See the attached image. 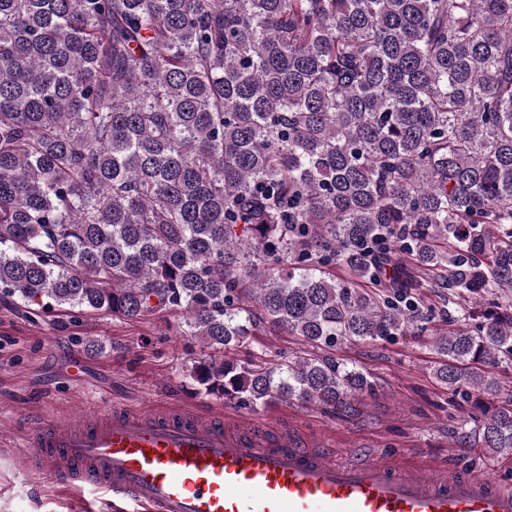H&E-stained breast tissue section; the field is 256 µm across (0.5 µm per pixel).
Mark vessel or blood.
<instances>
[{
  "label": "vessel or blood",
  "instance_id": "obj_1",
  "mask_svg": "<svg viewBox=\"0 0 512 512\" xmlns=\"http://www.w3.org/2000/svg\"><path fill=\"white\" fill-rule=\"evenodd\" d=\"M9 456L19 474L140 512H512V490L488 479L341 459L189 409L44 416Z\"/></svg>",
  "mask_w": 512,
  "mask_h": 512
}]
</instances>
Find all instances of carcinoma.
Returning a JSON list of instances; mask_svg holds the SVG:
<instances>
[{
	"label": "carcinoma",
	"instance_id": "1",
	"mask_svg": "<svg viewBox=\"0 0 512 512\" xmlns=\"http://www.w3.org/2000/svg\"><path fill=\"white\" fill-rule=\"evenodd\" d=\"M436 281L433 374L512 455V0H0V299L179 311L208 394L334 413L375 391L336 344ZM259 323L314 351L227 355Z\"/></svg>",
	"mask_w": 512,
	"mask_h": 512
}]
</instances>
